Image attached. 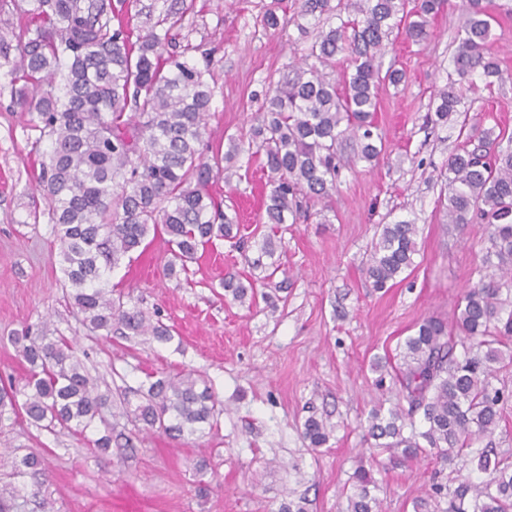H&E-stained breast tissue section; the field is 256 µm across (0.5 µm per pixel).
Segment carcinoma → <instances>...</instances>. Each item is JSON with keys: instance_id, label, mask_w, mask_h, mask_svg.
<instances>
[{"instance_id": "obj_1", "label": "carcinoma", "mask_w": 512, "mask_h": 512, "mask_svg": "<svg viewBox=\"0 0 512 512\" xmlns=\"http://www.w3.org/2000/svg\"><path fill=\"white\" fill-rule=\"evenodd\" d=\"M34 28L15 29L0 11V66L9 67L13 104L29 117L36 142L49 149L40 163L38 187L48 202V223L60 244L67 298L91 332L171 339L170 328L152 319L109 276L121 260L148 246L149 236H167L172 259L169 277L222 240L235 238L238 216L224 210L210 192L219 178L233 189L235 159L254 151L269 173L265 220L276 226L296 217L299 197L329 199L338 191L337 146L357 142L355 160L378 164L386 152L377 133V88L404 81L398 68L381 70L380 59L393 31L403 28L414 44L429 35L445 0H301L300 15L334 13L340 24L318 31L302 66L272 84L263 111L251 128L248 146L232 143L226 154L205 157L207 117L214 87L210 56L200 45L179 44L172 30L186 8L171 7L150 27L125 20L126 0H29ZM465 14L452 58L461 79L478 76L484 87L502 80L498 63L486 56L492 22L504 9L498 0H462ZM165 26L164 33L156 27ZM200 54L203 66L188 56ZM346 63L342 88L331 71ZM466 107L448 78L431 101L435 122L447 123ZM473 148L448 158V223L485 224L482 265L499 276L480 278L465 290L451 322L429 317L407 337L396 372L407 403L371 411L367 435L378 448L401 449L406 459L435 451L460 470L476 462L483 477L464 476L449 500L448 512H512V461L478 444L491 438L506 401L493 384L496 365L512 362V133L496 135L499 149L488 154L476 138ZM417 225L398 220L381 225L363 272L382 290L414 267ZM224 295L241 305L256 303L253 282L224 278ZM29 366L18 382L0 385V426L24 414L30 422L89 428L104 420L111 395L63 338L10 337ZM123 398L121 415L174 440L202 435L214 427L219 404L212 387L188 372L151 380ZM327 423L311 416L304 436L314 448L330 440ZM42 460L26 454L10 462L13 481L0 486V512L21 491L20 480L38 473ZM377 485L359 467L347 496L346 512H380Z\"/></svg>"}]
</instances>
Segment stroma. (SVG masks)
<instances>
[{
	"label": "stroma",
	"mask_w": 512,
	"mask_h": 512,
	"mask_svg": "<svg viewBox=\"0 0 512 512\" xmlns=\"http://www.w3.org/2000/svg\"><path fill=\"white\" fill-rule=\"evenodd\" d=\"M492 24L487 51L504 72L492 91L469 97V114L485 131L512 130V0ZM461 0H447L422 44L392 35L383 64L394 63L406 81L380 84L376 121L387 153L378 165H344L331 202L304 200L295 224L281 232L273 257L261 252L270 225L261 216L268 172L260 158L239 156L248 176L227 200L239 213L248 248L224 241L201 268L167 277L171 257L154 239L112 274L118 290L145 311H159L173 326L170 341L149 336H95L63 297L60 249L36 188L47 143H36L26 116L10 108V77L0 68V381L25 374L11 335L31 331L76 341L77 354L114 399L151 376L188 370L209 379L222 411L203 437L181 441L144 429L131 447L100 457L90 452L101 434L47 431L19 417L0 427V484L12 458L33 452L44 469L28 478L14 512H278L288 493L305 498L307 512H345L350 477L373 467L382 512H414L416 498L434 483L455 487L457 474L436 454L406 460L400 451L373 447L366 435L371 409L400 403L393 380L377 384L374 357L394 359L418 324L450 320L463 291L479 280L487 228L447 224L446 163L466 140L456 122L428 123L429 103L453 71ZM287 21L265 27L268 12ZM317 28L294 0H191L179 41L213 51L215 93L204 138L227 150L248 137L269 83L309 54ZM419 227L415 266L390 288L374 290L362 273L380 225L398 220ZM279 271H272V260ZM235 274L269 293L245 307L225 299L221 282ZM334 427L329 442L312 448L303 424L309 416ZM207 458L205 474L193 464Z\"/></svg>",
	"instance_id": "stroma-1"
}]
</instances>
